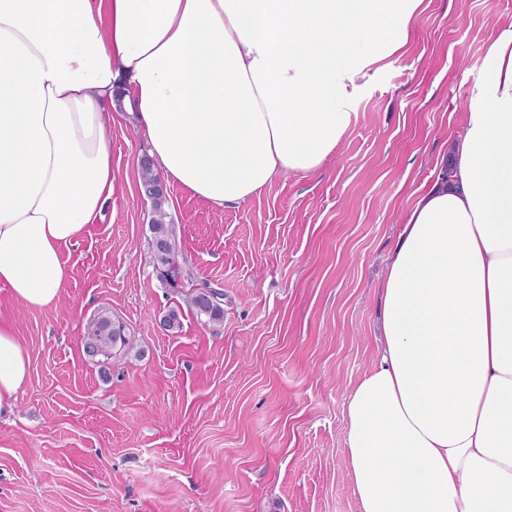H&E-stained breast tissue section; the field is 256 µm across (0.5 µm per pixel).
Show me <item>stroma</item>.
Masks as SVG:
<instances>
[{
  "instance_id": "1",
  "label": "stroma",
  "mask_w": 512,
  "mask_h": 512,
  "mask_svg": "<svg viewBox=\"0 0 512 512\" xmlns=\"http://www.w3.org/2000/svg\"><path fill=\"white\" fill-rule=\"evenodd\" d=\"M412 45L361 89L358 120L317 172L274 180L238 208L168 185L181 293L159 281L138 192L134 118L107 123L118 182L104 220L63 251L60 303L0 286L30 373L0 417V512H357L345 405L375 363L376 287L416 196L465 127L468 90L512 0H424ZM224 321L184 311L202 284ZM129 349L88 356L92 319Z\"/></svg>"
}]
</instances>
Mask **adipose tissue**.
Returning a JSON list of instances; mask_svg holds the SVG:
<instances>
[{"mask_svg":"<svg viewBox=\"0 0 512 512\" xmlns=\"http://www.w3.org/2000/svg\"><path fill=\"white\" fill-rule=\"evenodd\" d=\"M423 3L0 0V285L57 306L64 248L112 201L107 114L135 113L167 181L240 206L333 155ZM480 69L452 173L393 247L378 357L346 403L358 512H512V24ZM29 366L0 319V416Z\"/></svg>","mask_w":512,"mask_h":512,"instance_id":"adipose-tissue-1","label":"adipose tissue"}]
</instances>
